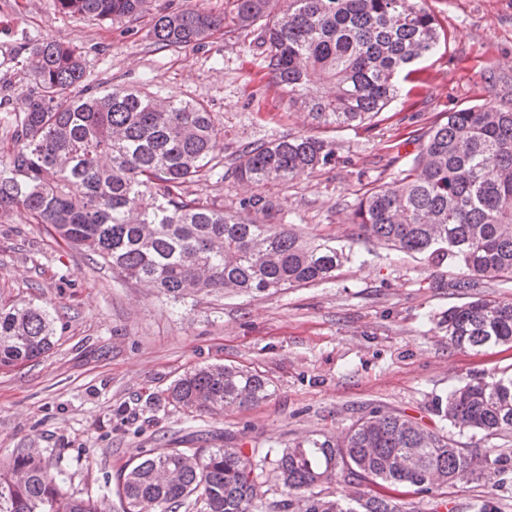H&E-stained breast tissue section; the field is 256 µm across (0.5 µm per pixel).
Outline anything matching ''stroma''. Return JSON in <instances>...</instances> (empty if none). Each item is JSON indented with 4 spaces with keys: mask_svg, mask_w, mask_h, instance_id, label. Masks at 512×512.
Returning a JSON list of instances; mask_svg holds the SVG:
<instances>
[{
    "mask_svg": "<svg viewBox=\"0 0 512 512\" xmlns=\"http://www.w3.org/2000/svg\"><path fill=\"white\" fill-rule=\"evenodd\" d=\"M449 38L419 65L373 126H317L289 106L265 74L253 33L216 32L203 46L162 48L150 16L98 21L62 13L56 0H0V116L35 83L25 58L45 39L84 59L87 85L148 87L203 102L224 126V153L286 135L335 140V163L266 188L283 223L331 238L351 254L335 279L275 294L199 293L176 304L124 283L86 254L60 248L25 213L0 210V305H48L56 343L48 355L0 371V465L38 451L63 487L106 498L121 512L117 477L145 450H281L343 436L373 409L399 412L463 448L499 458L490 480L402 495L405 512H512V435L479 438L440 421L437 399L473 375L512 373V346L452 351L437 321L475 298L512 299V282L457 288L460 270L364 239L348 223L375 180L398 176L420 136L444 113L478 104L512 108V0H425ZM232 208L253 190L233 176L188 185ZM214 363L261 372L275 390L257 406L191 413L168 400L185 372Z\"/></svg>",
    "mask_w": 512,
    "mask_h": 512,
    "instance_id": "stroma-1",
    "label": "stroma"
}]
</instances>
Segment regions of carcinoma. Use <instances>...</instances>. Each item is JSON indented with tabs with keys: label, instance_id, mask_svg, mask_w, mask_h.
I'll return each instance as SVG.
<instances>
[{
	"label": "carcinoma",
	"instance_id": "obj_1",
	"mask_svg": "<svg viewBox=\"0 0 512 512\" xmlns=\"http://www.w3.org/2000/svg\"><path fill=\"white\" fill-rule=\"evenodd\" d=\"M150 0H57L65 14L135 21ZM233 22L256 32L263 68L288 90V104L314 121L362 127L396 98L400 83L448 32L423 0H233ZM224 25L202 9L158 17L154 43L183 47ZM35 88L8 112V160L0 163V208H16L56 243L102 261L124 281L172 300L201 291L245 295L328 281L350 256L328 238L307 239L269 220L275 201L261 189L336 161L335 141L281 136L246 147L236 178L258 189L226 210L183 192L224 180L223 128L200 101L112 86L84 85L81 56L55 40L29 51ZM368 240L463 270L476 280L512 282V109L474 105L446 113L390 180L368 189L350 215ZM448 346L481 352L512 344V301L476 298L439 320ZM55 317L31 301L0 307V371L52 350ZM272 394L269 379L233 365L187 372L169 399L217 413ZM451 427L492 437L512 433V377L475 376L437 400ZM497 459L460 448L403 415L373 410L341 439L292 442L254 460L237 447L167 448L146 453L119 475L122 512H255L274 479L297 512H401L395 494L450 483L457 470L487 479ZM372 483L382 491L345 504L322 497L324 482ZM0 512H111L106 500L63 490L40 456L17 452L0 471Z\"/></svg>",
	"mask_w": 512,
	"mask_h": 512
}]
</instances>
